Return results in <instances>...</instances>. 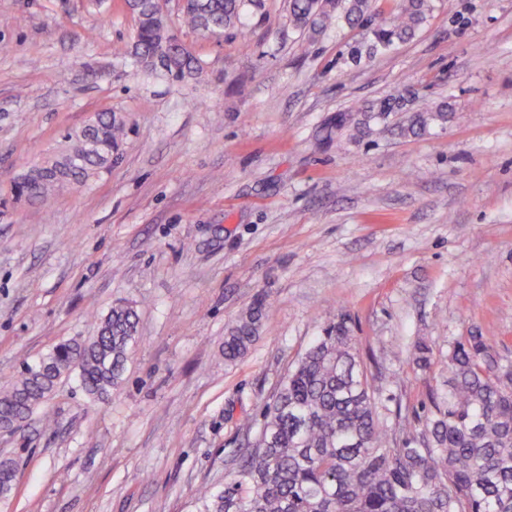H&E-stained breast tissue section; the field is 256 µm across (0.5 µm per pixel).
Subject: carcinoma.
<instances>
[{"instance_id": "1", "label": "carcinoma", "mask_w": 512, "mask_h": 512, "mask_svg": "<svg viewBox=\"0 0 512 512\" xmlns=\"http://www.w3.org/2000/svg\"><path fill=\"white\" fill-rule=\"evenodd\" d=\"M191 0L186 22L214 35L240 21L245 2ZM137 63L149 68L160 56L183 76L199 70L196 56L167 36L155 0H136ZM295 26L313 40L340 16L350 25L374 19L371 0H290ZM429 0H397L395 11L373 29V46L387 51L415 35ZM122 124L102 112L69 136L52 158L57 179L19 193L47 200L59 188L87 182L106 167L122 140ZM263 300L245 309L224 340V362L243 357L257 338ZM138 313L117 303L97 335L57 344L26 363L0 390V425L33 415L58 383L77 372L93 401L122 380L138 342ZM381 389L368 377L346 318L329 322L321 336L288 369L261 414L247 421L250 449L234 479L203 494L202 512H512V380L493 360L491 339L480 333L458 340L448 353V393L426 418L423 438L401 414L379 406ZM15 491L13 461L0 459V501Z\"/></svg>"}]
</instances>
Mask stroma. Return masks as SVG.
<instances>
[{"mask_svg": "<svg viewBox=\"0 0 512 512\" xmlns=\"http://www.w3.org/2000/svg\"><path fill=\"white\" fill-rule=\"evenodd\" d=\"M163 9L197 73L137 64L126 0H0V386L116 303L140 336L108 398L73 377L0 431L18 463L0 512H198L234 474L241 421L341 316L416 429L454 342L482 331L512 362V0H431L377 55L370 28L341 20L309 42L289 0L217 38L178 0ZM385 98L404 109L365 113ZM424 102L448 119L409 132ZM349 109L359 129L316 147ZM103 111L126 126L111 166L47 206L16 197ZM263 296L256 341L225 364L229 327Z\"/></svg>", "mask_w": 512, "mask_h": 512, "instance_id": "stroma-1", "label": "stroma"}]
</instances>
